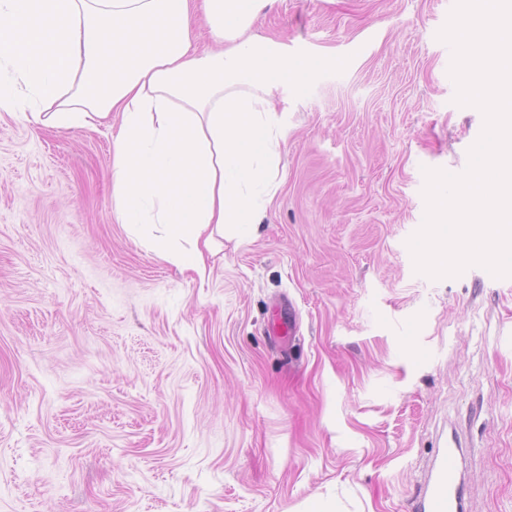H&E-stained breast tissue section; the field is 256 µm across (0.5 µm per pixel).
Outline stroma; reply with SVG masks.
I'll use <instances>...</instances> for the list:
<instances>
[{
	"label": "stroma",
	"mask_w": 512,
	"mask_h": 512,
	"mask_svg": "<svg viewBox=\"0 0 512 512\" xmlns=\"http://www.w3.org/2000/svg\"><path fill=\"white\" fill-rule=\"evenodd\" d=\"M455 0H269L280 185L208 273L118 223L106 129L0 111V512H414L442 436L512 512V287L416 273L424 168L464 171Z\"/></svg>",
	"instance_id": "obj_1"
}]
</instances>
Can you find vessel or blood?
Masks as SVG:
<instances>
[{
	"label": "vessel or blood",
	"instance_id": "1",
	"mask_svg": "<svg viewBox=\"0 0 512 512\" xmlns=\"http://www.w3.org/2000/svg\"><path fill=\"white\" fill-rule=\"evenodd\" d=\"M468 450L458 436L439 448L430 478L417 504L418 512H468L465 461Z\"/></svg>",
	"mask_w": 512,
	"mask_h": 512
}]
</instances>
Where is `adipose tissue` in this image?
I'll return each mask as SVG.
<instances>
[{"mask_svg":"<svg viewBox=\"0 0 512 512\" xmlns=\"http://www.w3.org/2000/svg\"><path fill=\"white\" fill-rule=\"evenodd\" d=\"M267 0H0V110L56 129L110 125L120 223L158 224L162 258L205 276L225 225L250 234L279 186L271 88L292 73L252 35ZM203 19L218 48L198 52Z\"/></svg>","mask_w":512,"mask_h":512,"instance_id":"ef3b65f1","label":"adipose tissue"}]
</instances>
